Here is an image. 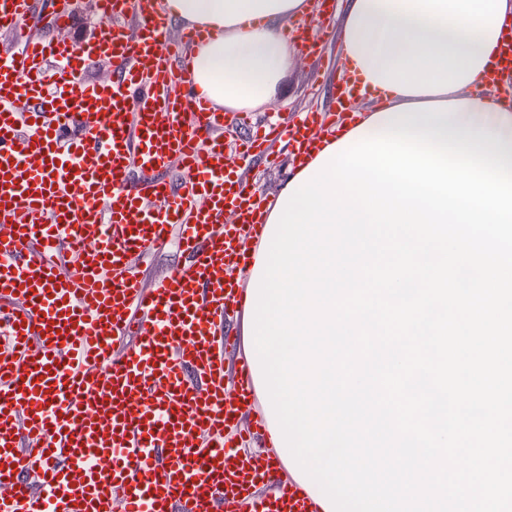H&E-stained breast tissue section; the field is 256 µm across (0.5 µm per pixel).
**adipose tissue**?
<instances>
[{
	"label": "adipose tissue",
	"instance_id": "obj_1",
	"mask_svg": "<svg viewBox=\"0 0 512 512\" xmlns=\"http://www.w3.org/2000/svg\"><path fill=\"white\" fill-rule=\"evenodd\" d=\"M168 17L207 37L193 46V81L216 109L257 110L302 56L284 24L308 0H162ZM512 21V0H348L340 53L349 85L381 99L330 147L397 116L414 126L495 143L512 156V101L487 76Z\"/></svg>",
	"mask_w": 512,
	"mask_h": 512
}]
</instances>
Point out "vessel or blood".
I'll use <instances>...</instances> for the list:
<instances>
[{
    "instance_id": "1",
    "label": "vessel or blood",
    "mask_w": 512,
    "mask_h": 512,
    "mask_svg": "<svg viewBox=\"0 0 512 512\" xmlns=\"http://www.w3.org/2000/svg\"><path fill=\"white\" fill-rule=\"evenodd\" d=\"M131 1L93 0L102 31L76 43L71 0L50 39L27 26L35 0H0V512H317L297 485L257 496L267 469L228 454L252 379L242 364L227 395L224 352L262 232L241 161L308 156L326 115L227 150L248 116L194 89L200 32L171 35L156 0L130 21ZM173 240L182 266L131 272Z\"/></svg>"
}]
</instances>
